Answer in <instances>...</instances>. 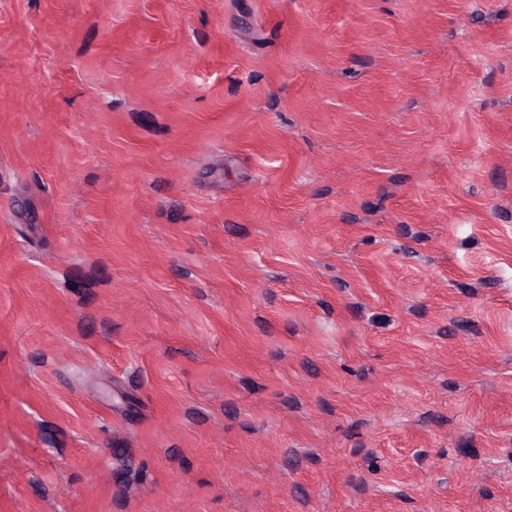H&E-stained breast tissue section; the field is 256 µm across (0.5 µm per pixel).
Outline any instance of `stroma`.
<instances>
[{
	"mask_svg": "<svg viewBox=\"0 0 512 512\" xmlns=\"http://www.w3.org/2000/svg\"><path fill=\"white\" fill-rule=\"evenodd\" d=\"M0 512H512V0H0Z\"/></svg>",
	"mask_w": 512,
	"mask_h": 512,
	"instance_id": "stroma-1",
	"label": "stroma"
}]
</instances>
